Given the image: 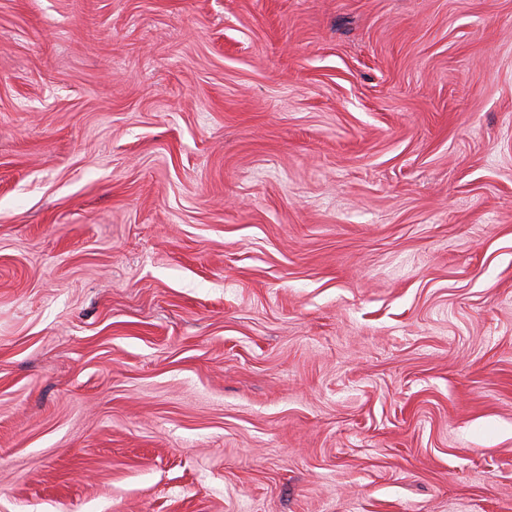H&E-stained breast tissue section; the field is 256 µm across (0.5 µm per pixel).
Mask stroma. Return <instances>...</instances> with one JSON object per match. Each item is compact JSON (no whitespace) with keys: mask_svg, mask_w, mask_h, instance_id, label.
<instances>
[{"mask_svg":"<svg viewBox=\"0 0 512 512\" xmlns=\"http://www.w3.org/2000/svg\"><path fill=\"white\" fill-rule=\"evenodd\" d=\"M0 512H512V0H0Z\"/></svg>","mask_w":512,"mask_h":512,"instance_id":"35a3bbf8","label":"stroma"}]
</instances>
